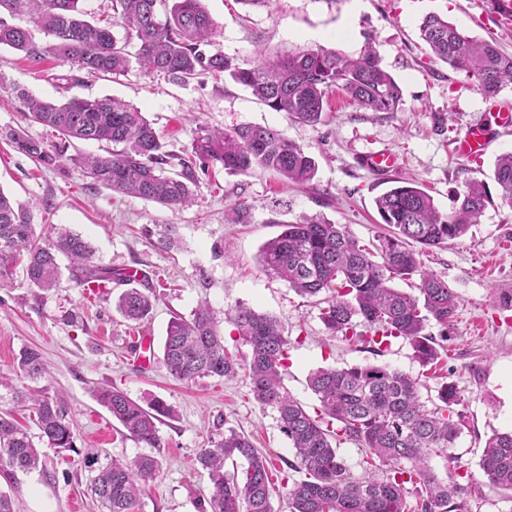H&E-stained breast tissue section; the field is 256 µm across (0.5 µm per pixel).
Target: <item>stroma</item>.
I'll return each instance as SVG.
<instances>
[{"label": "stroma", "instance_id": "stroma-1", "mask_svg": "<svg viewBox=\"0 0 512 512\" xmlns=\"http://www.w3.org/2000/svg\"><path fill=\"white\" fill-rule=\"evenodd\" d=\"M206 7L219 32L217 44L230 56H248L258 45L271 55L321 45L356 56L375 47L402 88L401 104L397 111L375 113L335 93L322 123L313 128L272 111L227 77L176 83L134 65L119 78H90L70 88L62 80L68 66L45 51L49 37L35 30L28 15L9 17V24L32 30L41 53L0 47V191L27 207L37 233L51 225L68 228L91 245L99 264L142 270L158 302L152 320L138 324L116 310L122 290L117 283L97 295L77 287L66 273L59 286L43 291L30 286L18 268L0 286V371L9 372L16 387L29 386L12 365L23 349L40 351L49 373L34 384L67 396L76 445L72 452L48 453L45 470L20 472L12 480L0 475V492L10 496L14 512H99L87 493L85 456L129 462L144 453L96 401L94 386L106 383L143 404L162 399L173 410L159 426L162 471L141 512H201L210 483L196 456L229 427L249 435L266 454L272 506L288 512L293 451L277 412L255 402L242 375L174 380L162 359L169 321L190 316L208 301L232 351L236 332L228 315L236 305L275 316L291 341L284 383L310 411L319 402L307 379L317 368L378 363L418 375L420 367L404 341H393L376 356L328 336L317 302L263 271L260 250L281 233L283 223L316 214L345 226L366 245L382 230L373 199L391 182L424 188L444 212L465 181L482 180L490 202L479 224L460 240L422 252L425 267L453 288L458 309L448 330V355L436 378L424 380L420 394L432 399L450 383L463 399L466 423L456 461L433 459L436 474L469 476L468 512H512V491L492 485L478 466L488 437L512 430V311L497 303L500 293H512V208L501 204L491 180L496 158L512 151V131H497L494 147L480 158L452 154V141L465 127L488 124L491 117L471 82L431 56L419 25L435 13L469 36L496 41L507 54L512 29L471 7L470 0H272L259 9L240 0H206ZM350 19L355 25L348 32L344 25ZM25 93L48 101L72 94L130 101L166 151L184 158L199 127L271 126L306 149L318 171L310 183L288 186L261 171L229 176L196 162L195 200L174 211L116 194L83 176L69 159L48 167L16 151L9 139L14 131L56 141L50 129L26 118ZM381 149L399 154L397 171L376 175L359 165L362 154ZM240 202L249 205L250 216L235 224L230 214ZM137 336L151 340L149 367L131 361Z\"/></svg>", "mask_w": 512, "mask_h": 512}]
</instances>
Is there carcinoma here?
I'll list each match as a JSON object with an SVG mask.
<instances>
[{
	"label": "carcinoma",
	"instance_id": "obj_1",
	"mask_svg": "<svg viewBox=\"0 0 512 512\" xmlns=\"http://www.w3.org/2000/svg\"><path fill=\"white\" fill-rule=\"evenodd\" d=\"M172 6H167V2ZM81 0H0V14L26 13L51 37V54L90 76H120L136 63L148 74H162L185 83L210 75L229 76L250 89L264 105L314 127L321 123L330 94L342 91L372 112H394L401 88L381 65L376 49L356 57L324 47H307L250 59L228 56L217 47V30L204 0H112L113 18L125 30L124 40L96 22L80 7ZM423 41L439 61L463 73L484 97H497L512 88V55L495 43L469 37L448 20L427 14L419 25ZM136 42L135 54L127 51ZM35 51L28 30L0 19V46ZM26 117L57 132L61 144L50 149L40 140L15 133L18 152L45 165L62 161L67 142H105V155L85 154L71 162L86 176L110 190L153 201L172 210L194 201L195 177L188 161L170 172L172 156L138 107L105 96L72 97L62 104L23 95ZM191 155L227 175L260 168L286 183L302 186L317 173L315 159L305 149L270 126L241 124L224 130L201 128ZM493 179L501 203L512 207V152L496 158ZM490 202L486 185L469 180L458 191L448 213L437 208L426 190L410 185L393 187L374 199L387 232L368 248L344 227L320 216L283 224L284 230L261 248V264L288 283L303 298H321L325 330L373 354L396 339L405 340L422 368L413 377L386 364L347 368L321 367L308 378L320 408L311 415L283 385L282 374L291 341L278 321L245 304L237 305L231 322L246 351L231 353L209 304L202 302L188 317L168 323L162 346L163 362L172 378L192 382L201 377L233 378L244 374L253 399L279 414L280 430L294 450L288 468L304 478L288 491L289 512H467L468 486L440 478L433 458L449 462L465 426L456 387L445 383L436 401L422 400L420 378L448 352V324L457 312V296L420 254L409 248L440 247L467 235ZM82 288L105 282H147L92 260V250L78 234L51 227L36 235L29 212L0 191V280L18 260L25 261L29 284L48 290L61 277L58 257ZM416 281L419 295L394 286ZM153 289L127 288L115 303L117 311L134 322L151 317ZM442 327L438 336L427 331L430 322ZM17 368L37 380L46 374L39 351L20 352ZM97 402L107 409L135 441L160 447L158 423L172 415L161 399L147 405L115 387L99 386ZM14 402L33 409L39 439L57 453L75 448L70 406L66 397L47 391L15 392ZM351 442L378 461L361 478L355 477L338 454ZM45 452L9 413L0 414V471L9 478L30 472ZM244 461L243 476L225 470L226 462ZM197 462L207 472L211 492L209 512H274L269 461L249 437L233 428ZM479 467L493 485L512 490V432L495 433L484 445ZM162 471V461L141 455L131 462L112 459L92 469L89 489L104 512H139L149 486Z\"/></svg>",
	"mask_w": 512,
	"mask_h": 512
}]
</instances>
